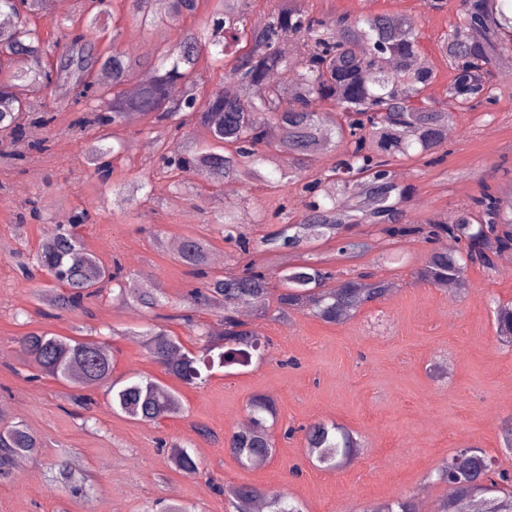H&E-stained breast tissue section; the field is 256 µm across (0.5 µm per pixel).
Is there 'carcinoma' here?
<instances>
[{"label": "carcinoma", "mask_w": 512, "mask_h": 512, "mask_svg": "<svg viewBox=\"0 0 512 512\" xmlns=\"http://www.w3.org/2000/svg\"><path fill=\"white\" fill-rule=\"evenodd\" d=\"M120 3L130 16L158 33L152 58L96 47L92 36L108 26L111 7ZM201 0H167L164 12L155 11L154 0H83L71 28L49 42L37 21L39 0H31L27 13L0 33V141L22 140L35 126L54 121L51 112L39 111L52 88L53 76L71 75L73 105L78 107L71 129L98 130V136L79 137L80 148L104 180L113 171L112 157L128 150L130 141L120 131L132 112L153 125H162L171 136L183 134L191 124L204 128L211 142L195 151L166 153V141L157 140L159 160L183 174L177 188L192 190L189 176L201 169L217 184L263 181L282 194L303 182L297 218L279 204L276 214L285 224L252 244L241 232L240 204L227 199L220 213L224 240L248 252H294L306 243L337 238L339 252L352 258L366 244L344 237L353 224H375L388 237L417 236L440 244L417 272L418 280L443 287L464 272L465 262L493 265L488 250H512V196L490 188L472 201L471 211L456 223L439 219L414 222L408 214L415 188L400 182L394 162L416 149L433 156L448 146V127L484 102L492 101L496 88L490 68L512 55V0H463L459 21L441 42V56L450 75L448 102L437 104L427 91L437 69L415 64L421 55L420 32L415 18L401 14L351 17L318 15L301 0H273L268 20L261 28L252 24L254 0H210L213 27L204 52L202 38L188 33L169 38V31L193 14ZM299 43L290 52L285 45ZM207 68L231 80L237 94L212 90L203 93ZM134 93L126 86L134 79ZM34 92L23 103L15 94L17 84ZM179 85L194 105L170 104L171 87ZM330 105L339 120L325 124L322 107ZM112 144H107V141ZM335 153L327 170L309 172L316 149ZM275 166L276 180L262 167ZM146 183L134 181L119 187L130 206L141 204ZM85 212L62 224L51 241L32 257L19 256L16 267L26 281L33 270L46 281L34 291L36 304L72 311L112 288V300L150 313L160 306L162 290L144 288L123 273L120 260L104 264L84 244L78 228ZM211 242L205 237L182 239L174 257L204 278L183 299L184 327L196 337L189 349L182 337L164 325L144 330L129 328V336L159 364L169 378L200 387L216 368H248L264 361L271 341L239 316L247 306L257 319L271 312L284 317L307 312L330 324H343L366 305L381 300L391 283L358 274L331 285V269L318 261L289 264L272 283L266 268L251 262L238 272L210 275ZM211 311L213 325L194 320L196 311ZM497 340L512 344V305L495 310ZM19 361L32 378L50 377L77 390L71 402L88 410L93 399L86 391L104 389L105 405L135 422L155 423L183 415L180 393L142 375L115 378L114 353L104 341L60 336L35 329L19 340ZM250 426L234 432L228 448L241 465L255 468L273 455L275 435L268 417L275 405L262 395L248 403ZM304 439L308 457L320 467L341 470L358 455L360 444L353 433L337 423H311ZM43 447L41 439L22 423L0 424V481L18 474L21 463ZM172 470L187 476L200 472L197 459L178 444L168 447ZM52 481L73 496L86 493L89 476L64 463L53 468ZM437 481L453 482L437 512H512V475L495 457L481 448H458L437 469ZM224 494L230 512H251L264 502L266 512H305L288 492L268 491L251 484L214 486ZM367 512H418L415 499L380 502Z\"/></svg>", "instance_id": "obj_1"}]
</instances>
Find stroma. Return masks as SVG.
<instances>
[{"mask_svg": "<svg viewBox=\"0 0 512 512\" xmlns=\"http://www.w3.org/2000/svg\"><path fill=\"white\" fill-rule=\"evenodd\" d=\"M320 14L352 16L403 13L414 17L422 32L425 60L438 68L431 97L445 101L448 69L440 39L463 11L462 0H447L432 9L427 0H303ZM502 67L492 69L495 99L466 115L448 141L447 155L437 163L413 157L396 162L400 180L416 194L409 213L422 221L435 216L458 220L484 186L512 189V82ZM55 121L31 129L27 139L0 145V240L12 249L0 253V410L7 419L25 423L43 442L39 453L13 479L0 484V512H79L60 487L47 482L44 471L57 461L93 477L92 512H146L157 500L185 502L196 512H229L212 483H250L284 490L301 501L306 512H365L373 503L425 496L428 512L448 493L429 474L458 448L476 447L495 456L512 471V453L504 449L501 427L512 422V347L496 340L493 310L512 304V269L494 263L470 264L466 288L456 295L419 281L416 271L432 246L416 237L392 239L376 227L349 228L351 237L368 243L355 259L338 253V242L322 240L291 254V262L321 260L338 277L366 272L394 283L391 294L363 308L348 322L328 324L305 313L288 319L261 320L260 331L272 342L269 357L249 371L227 375L214 371L206 385H179L183 416L155 423H136L94 407L90 421L74 415L70 390L50 378L29 379L16 359L20 336L34 329L73 335L75 328L93 329L115 353V375L141 374L164 379L163 369L123 328L150 323V316L112 300L111 293L88 311H53L46 316L32 297L33 286L16 275V253H35L44 225L58 214L86 210L80 234L104 261L119 259L127 274L150 270L162 286L158 312L171 316L170 328L187 346L195 339L175 322L186 290L196 279L176 262L171 241L189 235L209 236L222 263L213 273L241 270L250 259L270 275L280 265L269 255L249 257L224 240L214 222L217 193L208 180L194 179L187 195L172 175H151L148 198L130 207L112 185L141 178L155 159V137L143 121L128 123L136 149L114 161L110 183L94 174L68 129L74 110L69 98L51 93L45 101ZM42 141L45 151L33 150ZM234 198L246 211H266V223L245 222L242 230L254 241L279 225L274 211L278 194L255 181L234 187ZM38 215H31V204ZM264 395L277 407L275 431L295 427L291 439L278 440L271 461L258 469L243 467L227 447L237 423L247 417L252 396ZM336 422L360 443L357 459L340 471L315 466L307 458L300 426ZM184 446L200 462V472L173 471L160 441Z\"/></svg>", "mask_w": 512, "mask_h": 512, "instance_id": "stroma-1", "label": "stroma"}]
</instances>
